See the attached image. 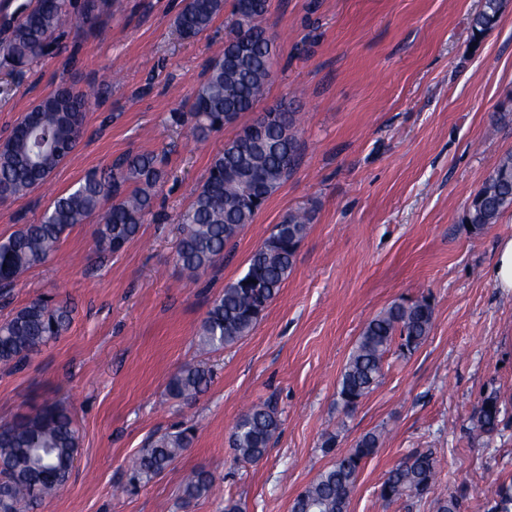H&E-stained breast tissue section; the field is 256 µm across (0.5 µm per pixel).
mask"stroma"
Masks as SVG:
<instances>
[{"instance_id":"obj_1","label":"stroma","mask_w":512,"mask_h":512,"mask_svg":"<svg viewBox=\"0 0 512 512\" xmlns=\"http://www.w3.org/2000/svg\"><path fill=\"white\" fill-rule=\"evenodd\" d=\"M181 0H115L101 26L66 25L65 52L0 72V138L40 97L67 83L107 84L85 114L77 149L31 194L0 204V241L37 223L53 199L124 153L166 158L155 214L117 255L96 252L94 221L75 225L55 259L24 273L0 319L42 296L69 301L68 331L27 366H0V422L58 402L81 436L70 481L36 512H291L296 495L365 433L382 442L358 477L348 512H433L430 499L385 502L387 472L417 451L439 461L436 495L463 493L461 512H495L512 481V405L499 430L472 427L488 396L512 398V294L488 276L512 208L470 233L462 218L499 158L512 152V0L474 37L480 0H271L274 75L257 112L298 114L300 158L201 278L176 262L179 213L235 127L197 140L170 115L188 109L228 17L179 38ZM315 218L296 266L249 336L200 353L195 338L212 301L247 267L289 211ZM429 296L435 315L415 351L391 349L358 407L337 395L364 327L391 301ZM213 372L190 406L166 392L186 362ZM275 407L281 427L257 463L237 461L231 429L251 405ZM192 421L189 448L164 475L131 482L128 460L153 434ZM216 488L182 506L194 469Z\"/></svg>"}]
</instances>
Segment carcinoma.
<instances>
[{"instance_id": "obj_1", "label": "carcinoma", "mask_w": 512, "mask_h": 512, "mask_svg": "<svg viewBox=\"0 0 512 512\" xmlns=\"http://www.w3.org/2000/svg\"><path fill=\"white\" fill-rule=\"evenodd\" d=\"M38 0L24 10L0 45V69L18 71L56 50V34L70 17L94 27L112 8L102 0ZM271 0H234L231 29L221 52L212 58L193 94L189 111L175 112V123L188 121L193 134L238 124L254 111L270 82L277 37L263 25ZM225 0H183L175 19L180 37L193 39L210 29L224 14ZM501 0H481L472 18L474 35L482 36L496 24ZM104 85L85 90L61 87L35 104L0 139V202L23 197L47 182L77 148L85 132V105L98 98ZM296 113L272 108L264 117L242 125L212 158L190 207L180 215L182 237L176 264L189 280L206 273L224 255V249L253 223L265 203L288 180L299 159ZM163 160L153 152L125 154L110 167L87 173L77 186L58 195L36 224H23L0 241V288L12 287L32 268L45 265L58 251L67 231L99 214L94 230L97 250L114 254L139 233L152 213L156 187L163 178ZM512 207V153L500 157L492 173L472 198L463 221L479 234ZM314 214L310 208L288 212L252 254L245 272L224 286L211 303L198 332V346L216 351L247 336L278 294L296 265L300 243ZM73 321L70 304L37 297L0 320V364L21 368L42 347L66 333ZM434 308L426 297L392 302L363 328L339 380L338 396L344 409L355 408L377 385L383 361L395 341L411 352L429 336ZM212 380L201 363L182 365L168 383L169 394L184 404L197 400ZM504 421L499 396L482 401L473 430L490 434ZM280 420L273 406L255 405L236 421L230 445L236 457L255 463L278 434ZM193 427H174L154 435L131 460L138 480H149L171 466L189 447ZM381 434L369 432L336 456L293 500L291 512H348L362 463L379 447ZM81 438L68 409L44 405L32 415L0 424V512H33L70 480ZM438 477V460L430 451H417L389 471L379 488L385 501L428 496ZM212 473L200 469L187 477L183 498L190 502L213 488ZM463 494L434 500L435 512H459Z\"/></svg>"}]
</instances>
